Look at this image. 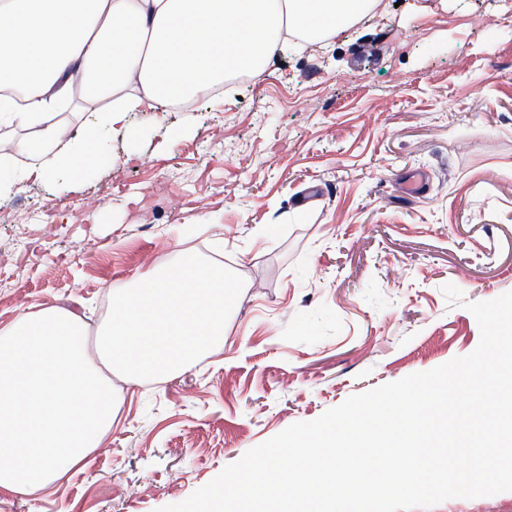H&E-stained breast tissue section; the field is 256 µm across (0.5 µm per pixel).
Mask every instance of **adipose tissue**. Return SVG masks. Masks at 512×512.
Segmentation results:
<instances>
[{
	"label": "adipose tissue",
	"instance_id": "obj_1",
	"mask_svg": "<svg viewBox=\"0 0 512 512\" xmlns=\"http://www.w3.org/2000/svg\"><path fill=\"white\" fill-rule=\"evenodd\" d=\"M378 0H0V126L32 130L27 181L82 176L100 130L167 112L227 79L260 80L288 37L331 40ZM96 102L81 133L60 121L75 91ZM223 266L185 252L112 292L89 345L79 314L47 305L0 328V491L32 496L86 465L117 416L113 379H157L216 353L239 296Z\"/></svg>",
	"mask_w": 512,
	"mask_h": 512
}]
</instances>
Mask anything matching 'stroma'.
I'll return each instance as SVG.
<instances>
[{"label": "stroma", "mask_w": 512, "mask_h": 512, "mask_svg": "<svg viewBox=\"0 0 512 512\" xmlns=\"http://www.w3.org/2000/svg\"><path fill=\"white\" fill-rule=\"evenodd\" d=\"M104 129L83 178L0 200V327L67 304L89 333L112 290L190 252L242 285L223 349L115 380L89 465L0 512H158L348 397L471 353L512 291V0H379L188 111Z\"/></svg>", "instance_id": "1"}]
</instances>
